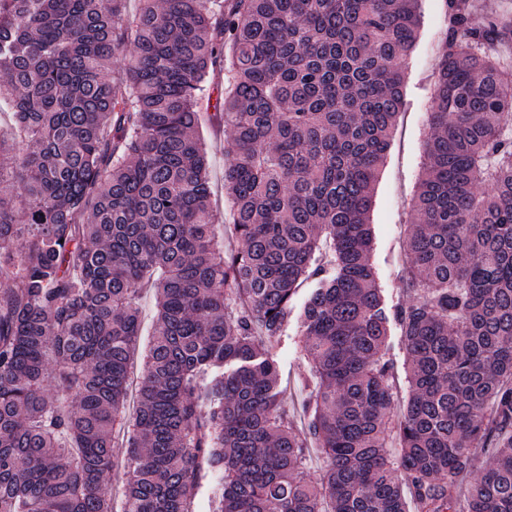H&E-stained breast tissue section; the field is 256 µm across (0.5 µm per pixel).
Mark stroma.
Masks as SVG:
<instances>
[{"instance_id":"35a3bbf8","label":"stroma","mask_w":512,"mask_h":512,"mask_svg":"<svg viewBox=\"0 0 512 512\" xmlns=\"http://www.w3.org/2000/svg\"><path fill=\"white\" fill-rule=\"evenodd\" d=\"M444 0H422L421 26L416 47L407 65L405 105L392 135L391 149L381 166L370 212L374 249L372 261L388 303L401 298L399 278L404 264L403 246L409 234V211L423 168L429 132V98L438 65V45L447 24ZM200 135L209 158L210 204L217 215V234L226 249L236 241L229 228L231 199L224 187V153L230 146L228 128L203 121ZM296 323H289L274 352L286 401L300 413L309 368L299 346Z\"/></svg>"}]
</instances>
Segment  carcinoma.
Masks as SVG:
<instances>
[{
    "instance_id": "carcinoma-1",
    "label": "carcinoma",
    "mask_w": 512,
    "mask_h": 512,
    "mask_svg": "<svg viewBox=\"0 0 512 512\" xmlns=\"http://www.w3.org/2000/svg\"><path fill=\"white\" fill-rule=\"evenodd\" d=\"M121 2L0 0V103L28 141L0 140V512H112L145 287L123 512H193L215 477L209 512H512V63L495 52L512 19L445 0L409 300L389 307L369 216L421 0H143L131 21ZM211 107L232 132L229 256L198 133ZM292 318L301 427L271 356ZM140 308L142 313V336L136 344L132 357V370L135 375L139 376L142 370L143 358L146 346L148 344V334L152 331V319L154 316V300L150 292H145L140 300ZM390 353L395 365L396 370V382L398 385L403 387L405 379V366H406V351L404 343L400 336V331L397 328H393L391 336L389 337Z\"/></svg>"
}]
</instances>
